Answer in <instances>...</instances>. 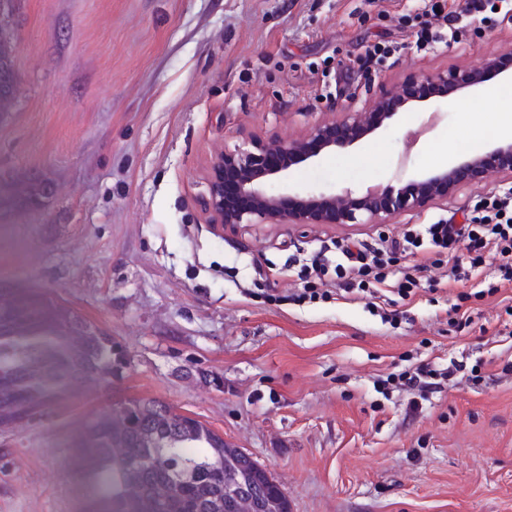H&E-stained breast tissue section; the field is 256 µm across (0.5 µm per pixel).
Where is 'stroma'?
Wrapping results in <instances>:
<instances>
[{
    "label": "stroma",
    "instance_id": "35a3bbf8",
    "mask_svg": "<svg viewBox=\"0 0 512 512\" xmlns=\"http://www.w3.org/2000/svg\"><path fill=\"white\" fill-rule=\"evenodd\" d=\"M421 0H16L14 105L0 115V181L48 196L0 206V289H35L112 337L127 364L0 433V512H81L70 476L79 432L113 404L158 400L266 466L291 512H512V288L493 262L458 325L436 249L425 284L382 321L370 297L294 303L288 269L343 238L402 237L462 220L494 169L456 196L375 224H210L218 152L299 138L423 75L512 55V18L417 42ZM392 49L375 72L356 58ZM499 80L402 107L352 147L292 167L319 190L388 185L485 152ZM497 287L495 295L486 290ZM279 302H266L264 289ZM480 365L477 383L415 401L381 381L420 361Z\"/></svg>",
    "mask_w": 512,
    "mask_h": 512
}]
</instances>
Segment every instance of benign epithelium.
Segmentation results:
<instances>
[{
  "label": "benign epithelium",
  "mask_w": 512,
  "mask_h": 512,
  "mask_svg": "<svg viewBox=\"0 0 512 512\" xmlns=\"http://www.w3.org/2000/svg\"><path fill=\"white\" fill-rule=\"evenodd\" d=\"M494 60L480 69L456 68L437 74L427 83L446 97L456 95L484 82L493 71ZM400 94L391 91L366 109L348 112L336 122L325 121L312 126L297 139H274L258 143L252 151L217 155L211 166L206 209L216 225L238 224H359L372 223L396 213L423 209L440 197L457 193L466 184L483 181L491 165L488 155H474L460 165L436 169L413 182L415 190L407 192L403 182L405 165L395 173L396 183L384 195L357 194L350 188L330 192L294 191L290 186L276 194L267 189L271 181H281L291 166L306 161L327 148H346L358 140L357 131L381 127L396 115L393 100ZM491 155L499 168L512 169V140L496 147ZM232 164L238 170L237 194L245 204L230 208L225 203L224 168Z\"/></svg>",
  "instance_id": "obj_1"
}]
</instances>
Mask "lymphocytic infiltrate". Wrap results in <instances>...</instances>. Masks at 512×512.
Instances as JSON below:
<instances>
[{"mask_svg":"<svg viewBox=\"0 0 512 512\" xmlns=\"http://www.w3.org/2000/svg\"><path fill=\"white\" fill-rule=\"evenodd\" d=\"M462 241L468 244V255L464 258L457 253V245ZM427 245L444 254L450 281L467 283L481 279L485 259L490 256L501 280L512 285V188L481 200L468 223L440 221L420 230H408L399 239L382 236L371 244L342 245L338 248L341 260L335 264L325 254L313 256L300 270L303 294L312 299L319 296L330 273L335 274L339 289L347 293L357 286L384 283L399 259L409 257L413 263L402 270L396 288L398 294L410 296L419 285L420 273L427 269L416 253Z\"/></svg>","mask_w":512,"mask_h":512,"instance_id":"lymphocytic-infiltrate-1","label":"lymphocytic infiltrate"}]
</instances>
